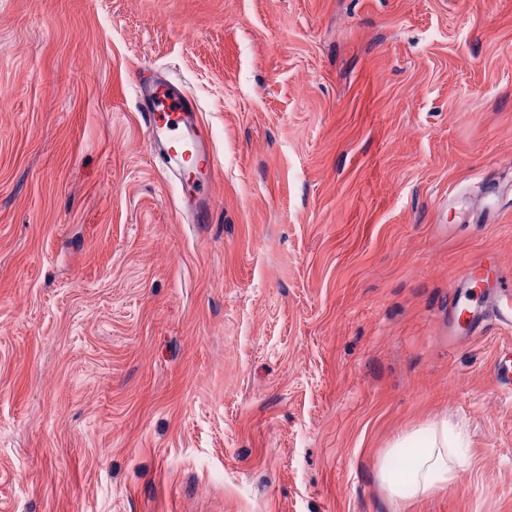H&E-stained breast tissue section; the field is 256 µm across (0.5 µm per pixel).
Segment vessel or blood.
Returning a JSON list of instances; mask_svg holds the SVG:
<instances>
[{"label":"vessel or blood","mask_w":512,"mask_h":512,"mask_svg":"<svg viewBox=\"0 0 512 512\" xmlns=\"http://www.w3.org/2000/svg\"><path fill=\"white\" fill-rule=\"evenodd\" d=\"M136 101L153 155L162 159L168 179L182 187V211L205 221L217 205L213 186L220 164L200 131L195 99L181 84L159 78L137 83ZM482 281V264L464 267L452 285L451 310L465 316L469 332L488 319L511 331L512 306L501 297L512 291V273H498L494 292L479 297L474 290Z\"/></svg>","instance_id":"1"}]
</instances>
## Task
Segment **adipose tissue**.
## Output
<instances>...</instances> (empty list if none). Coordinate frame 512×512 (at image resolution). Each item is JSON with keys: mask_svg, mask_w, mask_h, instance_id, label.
Wrapping results in <instances>:
<instances>
[{"mask_svg": "<svg viewBox=\"0 0 512 512\" xmlns=\"http://www.w3.org/2000/svg\"><path fill=\"white\" fill-rule=\"evenodd\" d=\"M396 445L414 449L415 455L406 469H395L389 462L380 469V481L394 505H402L410 498L433 496L453 482L457 455L447 419L435 421L431 428L401 436Z\"/></svg>", "mask_w": 512, "mask_h": 512, "instance_id": "1", "label": "adipose tissue"}]
</instances>
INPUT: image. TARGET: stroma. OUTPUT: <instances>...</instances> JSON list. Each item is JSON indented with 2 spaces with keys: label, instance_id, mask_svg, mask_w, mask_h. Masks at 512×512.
<instances>
[{
  "label": "stroma",
  "instance_id": "stroma-1",
  "mask_svg": "<svg viewBox=\"0 0 512 512\" xmlns=\"http://www.w3.org/2000/svg\"><path fill=\"white\" fill-rule=\"evenodd\" d=\"M1 88L0 512H392L443 417L455 479L404 512H512V333L448 341L464 266L512 269V0H0ZM135 88L152 154L162 159L168 179L181 184V210L193 221L204 222L218 203L213 186L220 164L200 131L195 99L180 83L161 77L137 82ZM185 145L192 153L182 150ZM192 157L193 171L188 172L186 164Z\"/></svg>",
  "mask_w": 512,
  "mask_h": 512
}]
</instances>
